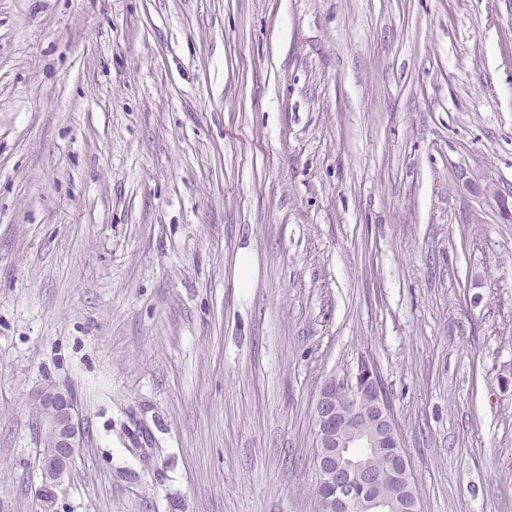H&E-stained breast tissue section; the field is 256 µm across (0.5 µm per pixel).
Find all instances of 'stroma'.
<instances>
[{"label": "stroma", "mask_w": 512, "mask_h": 512, "mask_svg": "<svg viewBox=\"0 0 512 512\" xmlns=\"http://www.w3.org/2000/svg\"><path fill=\"white\" fill-rule=\"evenodd\" d=\"M363 358L421 512H512V0H0V512L46 384L54 512H318ZM32 403L38 415L40 444L49 448L40 457L41 480L34 496L40 511L50 512L81 450L82 424L77 401L66 390L51 384L41 386L34 392Z\"/></svg>", "instance_id": "obj_1"}]
</instances>
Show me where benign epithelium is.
Instances as JSON below:
<instances>
[{
  "mask_svg": "<svg viewBox=\"0 0 512 512\" xmlns=\"http://www.w3.org/2000/svg\"><path fill=\"white\" fill-rule=\"evenodd\" d=\"M32 403L38 415L40 482L34 496L41 512H52L58 491L81 450L82 424L76 399L47 384ZM314 464L326 493L320 512H417L410 497L412 467L375 365L361 359L345 377H330L313 409ZM393 448V467L379 474L364 465L363 449Z\"/></svg>",
  "mask_w": 512,
  "mask_h": 512,
  "instance_id": "1",
  "label": "benign epithelium"
}]
</instances>
